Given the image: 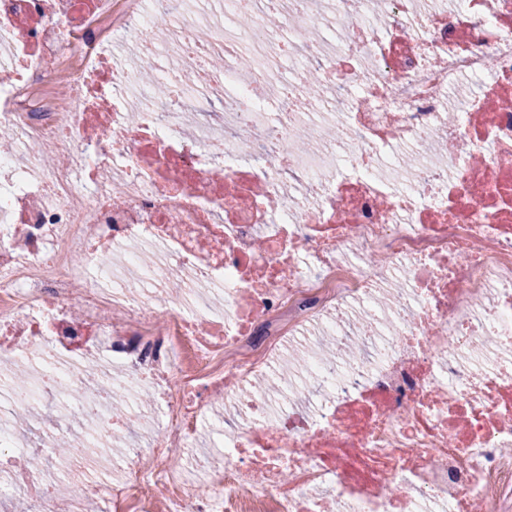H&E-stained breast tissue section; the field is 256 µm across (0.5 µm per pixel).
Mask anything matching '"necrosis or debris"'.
<instances>
[{"mask_svg": "<svg viewBox=\"0 0 512 512\" xmlns=\"http://www.w3.org/2000/svg\"><path fill=\"white\" fill-rule=\"evenodd\" d=\"M202 2L0 0V500L512 512V0ZM120 448L108 449L107 451L102 449L97 451L94 448H91V451L94 452L92 457L95 460V470L91 474L92 486L104 483L109 478L111 468L112 457L119 456L122 452H117ZM90 451V453H91Z\"/></svg>", "mask_w": 512, "mask_h": 512, "instance_id": "4bbe7bcc", "label": "necrosis or debris"}]
</instances>
